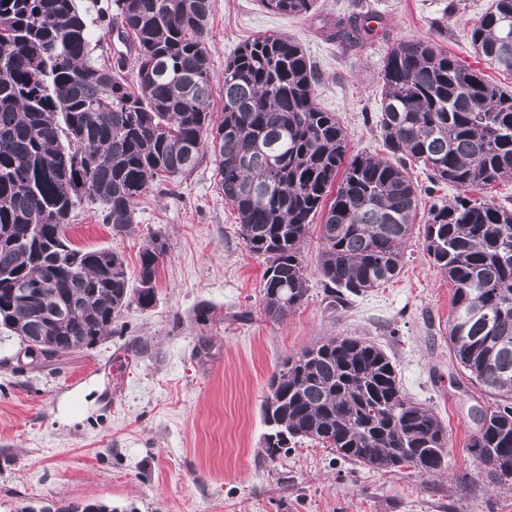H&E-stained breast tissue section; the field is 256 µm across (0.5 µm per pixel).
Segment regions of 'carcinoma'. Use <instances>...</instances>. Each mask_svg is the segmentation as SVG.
I'll use <instances>...</instances> for the list:
<instances>
[{
    "label": "carcinoma",
    "instance_id": "carcinoma-1",
    "mask_svg": "<svg viewBox=\"0 0 512 512\" xmlns=\"http://www.w3.org/2000/svg\"><path fill=\"white\" fill-rule=\"evenodd\" d=\"M305 15L312 0H262ZM211 0H113L110 31L130 48L112 64L91 57L93 32L76 0H0V326L38 339L49 360L89 348L135 303L156 302L165 243L139 253L129 286L115 252L67 238L83 198L104 221L133 224L155 180L193 171L206 150L249 251L265 258L263 305L284 320L308 297L301 248L322 213L318 270L330 305L344 308L400 271L421 190L404 161L463 190L512 181V91L423 40L396 43L382 70L378 125L388 156H347L336 116L315 103L318 77L290 37L261 35L224 66V113L213 121L206 35ZM339 42L357 24H325ZM470 44L512 75V0H493ZM330 202H325L329 192ZM424 250L453 287L455 358L494 406L475 412L469 453L497 483L512 480V206L462 196L434 205ZM25 288L34 297L14 296ZM265 452L292 441L332 448L377 472L448 466L447 431L403 393L377 344L336 336L278 365L262 403ZM40 512H115L104 503Z\"/></svg>",
    "mask_w": 512,
    "mask_h": 512
}]
</instances>
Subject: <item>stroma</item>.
Returning <instances> with one entry per match:
<instances>
[{
  "label": "stroma",
  "mask_w": 512,
  "mask_h": 512,
  "mask_svg": "<svg viewBox=\"0 0 512 512\" xmlns=\"http://www.w3.org/2000/svg\"><path fill=\"white\" fill-rule=\"evenodd\" d=\"M491 0H314L308 14L285 16L261 0H211L206 48L221 119L224 64L262 34L298 41L313 63L317 103L335 113L350 153L384 152L377 127L380 71L397 42L422 39L463 65L512 88L486 69L467 38ZM369 14L371 35L349 46L329 40L322 19ZM99 201L77 207L67 236L78 248L120 254L130 287L139 253L166 244L156 302L125 308L116 332L89 349L30 363L0 328V512L54 502H101L117 512H512V484L490 482L467 451L470 411L491 400L457 364L448 340L452 286L430 262L422 230L403 248L400 274L330 306L317 270L321 240L302 248L308 297L281 322L262 304L265 261L249 251L236 213L217 186L212 155L173 181L157 180L118 232ZM358 336L395 362L403 391L448 430V471L381 473L310 441L269 457L260 404L275 364L322 339ZM102 391L70 424L59 400L88 384Z\"/></svg>",
  "instance_id": "1"
}]
</instances>
